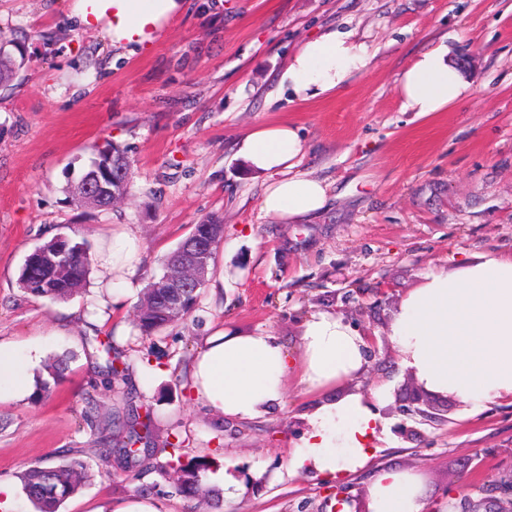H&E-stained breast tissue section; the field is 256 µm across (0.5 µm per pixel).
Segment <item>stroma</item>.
<instances>
[{"label":"stroma","instance_id":"stroma-1","mask_svg":"<svg viewBox=\"0 0 512 512\" xmlns=\"http://www.w3.org/2000/svg\"><path fill=\"white\" fill-rule=\"evenodd\" d=\"M328 28L364 45L367 67L339 92L290 99L282 77L293 55ZM0 38L18 39L28 56L0 90V340L36 349V378L48 358H68L49 397L0 403V482L14 512H34L19 473L67 448L81 451L89 478L64 512L134 501L211 512L207 496H179L158 473L166 450L136 474L105 465L82 419L92 398L103 414L121 400L148 412L159 438L179 434L188 456L234 466L207 480L235 483L224 512H336L319 477L288 469L318 402L298 373L281 407L252 421L220 418L191 398L194 355L216 328L270 333L295 355L316 312L341 316L378 346L333 399L387 391L369 460L343 480L347 496L367 506L374 475L396 467L419 477L436 512H492L494 487L512 478V403L476 409L452 396L446 420L420 424L415 438L398 434L397 407L416 377L389 330L430 275L512 255V0H185L153 45L133 54L112 46L105 29L74 25L58 0H0ZM436 48L462 67L469 96L443 112L403 110V70ZM281 122L304 142L299 171L328 187L326 208L292 224L262 212L269 178L237 154L251 130ZM109 140L134 162L127 196L108 210L74 206L68 185ZM211 216L224 224L216 278L184 319L140 335L133 312L143 288ZM121 229L139 237L140 252L138 286L119 308L103 314L85 295L52 301L18 287L25 256L48 234H80L96 253ZM108 345L127 366L113 392L101 383Z\"/></svg>","mask_w":512,"mask_h":512}]
</instances>
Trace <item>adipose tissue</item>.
I'll use <instances>...</instances> for the list:
<instances>
[{"mask_svg":"<svg viewBox=\"0 0 512 512\" xmlns=\"http://www.w3.org/2000/svg\"><path fill=\"white\" fill-rule=\"evenodd\" d=\"M78 26H106L114 46L149 47L167 20L181 12L184 0H62ZM363 46L345 33L328 30L305 41L284 75L293 98L309 101L343 88L353 70L366 66ZM404 110L442 112L466 97L470 86L460 68L441 52L423 53L400 78ZM303 142L289 123L264 125L239 143L238 154L254 173L270 182L261 199L269 216L294 221L322 212L326 185L297 172ZM138 251L136 236L113 233L99 256L111 278L100 279L95 298L100 309L119 305L135 283L126 275ZM390 334L403 362L420 382L436 392L461 397L474 406L512 400V256H486L455 274L432 275L411 293L394 316ZM366 342L342 318L310 315L301 337V365L272 334L238 336L225 329L212 333L194 361L196 400L218 415L255 418L281 405L285 381L300 367L306 393L333 389L357 376ZM30 359L11 342L0 341V401L23 395L29 385ZM385 392L352 394L317 406L310 429L289 459L290 468H306L332 481L362 467L376 433L375 407ZM372 512H426L418 478L401 469L380 470L370 487Z\"/></svg>","mask_w":512,"mask_h":512,"instance_id":"adipose-tissue-1","label":"adipose tissue"}]
</instances>
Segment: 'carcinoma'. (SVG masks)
I'll list each match as a JSON object with an SVG mask.
<instances>
[{
  "instance_id": "carcinoma-1",
  "label": "carcinoma",
  "mask_w": 512,
  "mask_h": 512,
  "mask_svg": "<svg viewBox=\"0 0 512 512\" xmlns=\"http://www.w3.org/2000/svg\"><path fill=\"white\" fill-rule=\"evenodd\" d=\"M24 60V51L18 43L14 44L12 51H0V84L10 85L23 68ZM95 162L101 168L113 163L121 166L133 165L126 148L113 142H108L97 150L88 168H93ZM204 233L220 241L224 235V225L219 219L208 217L192 225L187 238ZM64 244L71 253L70 261L62 267L50 264L48 258ZM64 244L56 236L41 244V253L24 259L18 273V287L35 298L51 300H65L83 291L93 264L90 247L86 240L79 241L70 236L66 237ZM159 284V280L152 282L136 307V326L145 336L173 323V319L166 312L168 289L159 287ZM64 370L65 362L59 357L47 365L48 378L39 383L38 397L50 396L53 388L63 378ZM109 424L116 435L100 440V455L106 463L114 462L131 471L152 456L154 449L151 445L154 444V437L151 422H139V416L130 409L123 417L118 414L112 416ZM141 442L144 447L134 448V445ZM183 443L184 440L178 435L165 440V445L171 448V452L168 460L159 465V473L164 478H174L176 491L184 497L194 498L203 493L216 501L220 500V489L205 487L206 473L210 470L212 460L205 456L186 458ZM87 473L85 460L64 451L59 463L51 466L31 465L19 478L22 490L35 506L36 512H59L64 502L82 487Z\"/></svg>"
}]
</instances>
